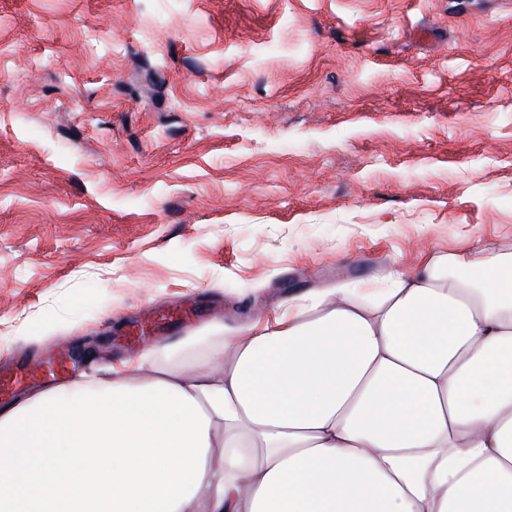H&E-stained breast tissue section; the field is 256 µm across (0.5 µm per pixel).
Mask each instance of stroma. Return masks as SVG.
Wrapping results in <instances>:
<instances>
[{
  "label": "stroma",
  "instance_id": "35a3bbf8",
  "mask_svg": "<svg viewBox=\"0 0 512 512\" xmlns=\"http://www.w3.org/2000/svg\"><path fill=\"white\" fill-rule=\"evenodd\" d=\"M470 239L512 250V0H0V404Z\"/></svg>",
  "mask_w": 512,
  "mask_h": 512
}]
</instances>
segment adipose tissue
Here are the masks:
<instances>
[{"mask_svg":"<svg viewBox=\"0 0 512 512\" xmlns=\"http://www.w3.org/2000/svg\"><path fill=\"white\" fill-rule=\"evenodd\" d=\"M0 512H512V252L438 254L21 395Z\"/></svg>","mask_w":512,"mask_h":512,"instance_id":"adipose-tissue-1","label":"adipose tissue"}]
</instances>
